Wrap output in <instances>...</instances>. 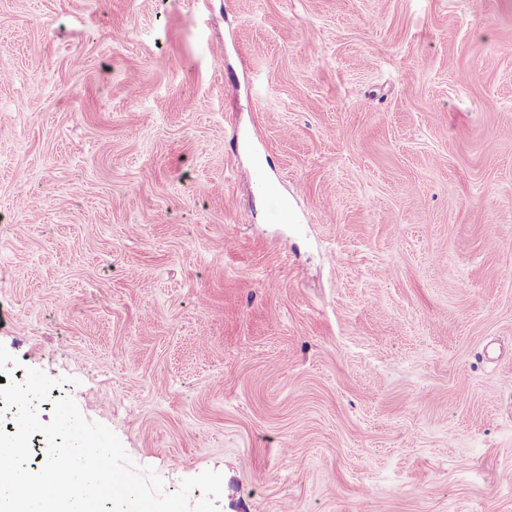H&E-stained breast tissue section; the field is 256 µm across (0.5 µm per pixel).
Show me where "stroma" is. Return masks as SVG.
Wrapping results in <instances>:
<instances>
[{"label": "stroma", "instance_id": "1", "mask_svg": "<svg viewBox=\"0 0 512 512\" xmlns=\"http://www.w3.org/2000/svg\"><path fill=\"white\" fill-rule=\"evenodd\" d=\"M510 259L512 0H0V344L165 492L512 512Z\"/></svg>", "mask_w": 512, "mask_h": 512}]
</instances>
